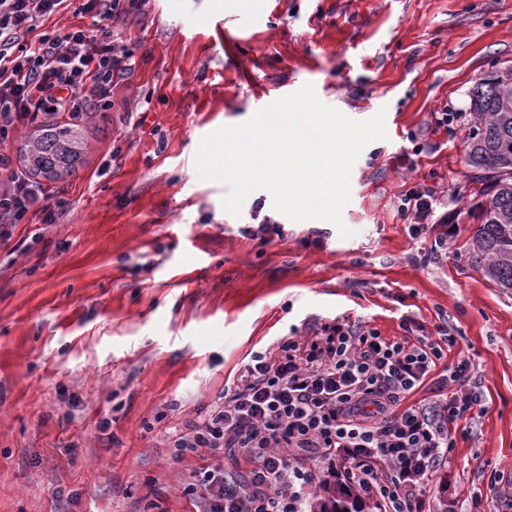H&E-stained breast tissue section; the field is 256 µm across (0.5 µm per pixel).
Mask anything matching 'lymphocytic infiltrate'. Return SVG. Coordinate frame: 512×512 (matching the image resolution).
Segmentation results:
<instances>
[{
    "label": "lymphocytic infiltrate",
    "mask_w": 512,
    "mask_h": 512,
    "mask_svg": "<svg viewBox=\"0 0 512 512\" xmlns=\"http://www.w3.org/2000/svg\"><path fill=\"white\" fill-rule=\"evenodd\" d=\"M135 0H0V245L27 216L51 224L65 205L13 168L10 131L31 113L83 116L112 108V87L132 70L131 54L112 39V20ZM76 9L92 22L51 35V16ZM435 186L409 189L398 214L425 234ZM400 337L356 322L321 324L253 354L222 403L174 433V445L216 457L185 487L201 512H307L312 469L340 470L376 512H436L434 480L456 446L462 420L481 409L472 363L446 366L458 338ZM428 388L432 400L408 404Z\"/></svg>",
    "instance_id": "obj_1"
}]
</instances>
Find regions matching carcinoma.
Here are the masks:
<instances>
[{
	"mask_svg": "<svg viewBox=\"0 0 512 512\" xmlns=\"http://www.w3.org/2000/svg\"><path fill=\"white\" fill-rule=\"evenodd\" d=\"M483 91H468L474 125L466 160L484 182L478 224L471 236L473 258L485 262L487 277L512 290V67L489 72ZM86 142L81 123L42 126L25 137L20 156L35 176L57 181L77 171ZM340 486L323 485L308 501V512H360Z\"/></svg>",
	"mask_w": 512,
	"mask_h": 512,
	"instance_id": "1",
	"label": "carcinoma"
}]
</instances>
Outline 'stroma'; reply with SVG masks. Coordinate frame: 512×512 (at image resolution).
<instances>
[{
    "mask_svg": "<svg viewBox=\"0 0 512 512\" xmlns=\"http://www.w3.org/2000/svg\"><path fill=\"white\" fill-rule=\"evenodd\" d=\"M112 37L133 70L84 123V165L45 184L63 212L0 247V512H197L200 459L168 437L252 353L344 318L399 337L407 317L447 321L449 362L469 358L484 394L441 470L457 512L485 469L512 512V291L472 255L482 184L466 163L468 90L512 66V0H140ZM307 83L352 119L386 113L352 171L346 238L265 189L233 216L196 172L204 136ZM429 177L436 224L416 237L397 209Z\"/></svg>",
    "mask_w": 512,
    "mask_h": 512,
    "instance_id": "obj_1",
    "label": "stroma"
}]
</instances>
